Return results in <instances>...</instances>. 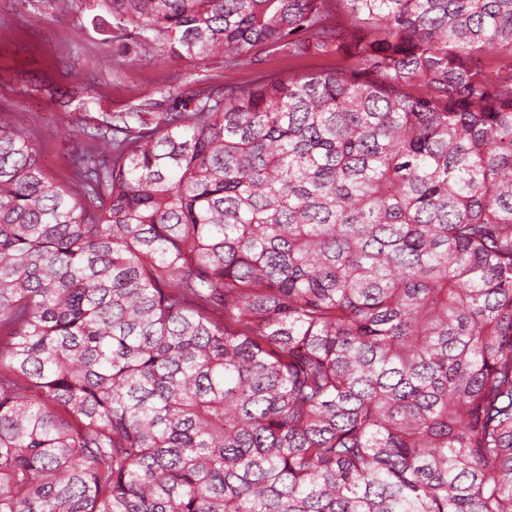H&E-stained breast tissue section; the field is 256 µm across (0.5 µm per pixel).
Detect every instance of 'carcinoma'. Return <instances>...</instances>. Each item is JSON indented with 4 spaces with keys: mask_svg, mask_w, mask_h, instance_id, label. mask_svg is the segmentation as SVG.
Segmentation results:
<instances>
[{
    "mask_svg": "<svg viewBox=\"0 0 512 512\" xmlns=\"http://www.w3.org/2000/svg\"><path fill=\"white\" fill-rule=\"evenodd\" d=\"M309 76L0 126V512H512V0H39Z\"/></svg>",
    "mask_w": 512,
    "mask_h": 512,
    "instance_id": "carcinoma-1",
    "label": "carcinoma"
}]
</instances>
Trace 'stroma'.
Returning <instances> with one entry per match:
<instances>
[{
	"label": "stroma",
	"instance_id": "stroma-1",
	"mask_svg": "<svg viewBox=\"0 0 512 512\" xmlns=\"http://www.w3.org/2000/svg\"><path fill=\"white\" fill-rule=\"evenodd\" d=\"M335 56L294 57L284 51L261 53L233 69L223 61L191 63L175 56L136 59L103 46L87 14L51 15L28 0H0V125L29 132L45 170L61 185L73 177L71 155L80 127L104 112H128L155 102L166 80L186 96L230 81L239 86L264 76L288 78L332 69ZM57 93L84 91L86 109L61 111L38 86Z\"/></svg>",
	"mask_w": 512,
	"mask_h": 512
}]
</instances>
